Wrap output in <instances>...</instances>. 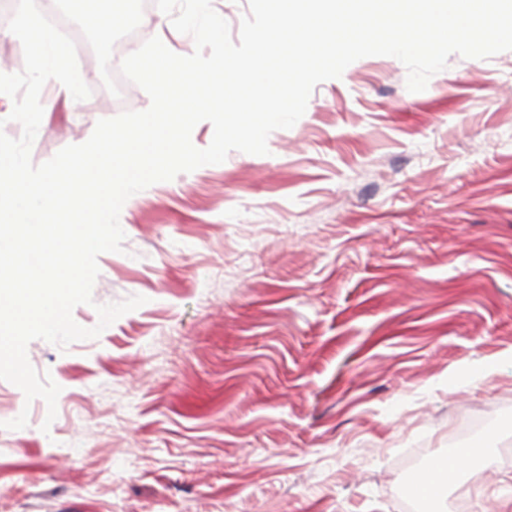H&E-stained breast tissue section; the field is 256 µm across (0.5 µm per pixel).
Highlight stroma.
<instances>
[{"instance_id":"35a3bbf8","label":"stroma","mask_w":512,"mask_h":512,"mask_svg":"<svg viewBox=\"0 0 512 512\" xmlns=\"http://www.w3.org/2000/svg\"><path fill=\"white\" fill-rule=\"evenodd\" d=\"M0 0V70L24 68ZM158 8L78 56L88 99L53 106L41 164L99 119L149 107L122 59ZM371 56L319 84L265 156L231 152L134 194L93 305L147 302L28 358L57 416L0 380V512H408L411 474L471 423L512 491V51L451 55L426 90ZM27 412L19 430L5 421ZM49 431H42V424Z\"/></svg>"}]
</instances>
